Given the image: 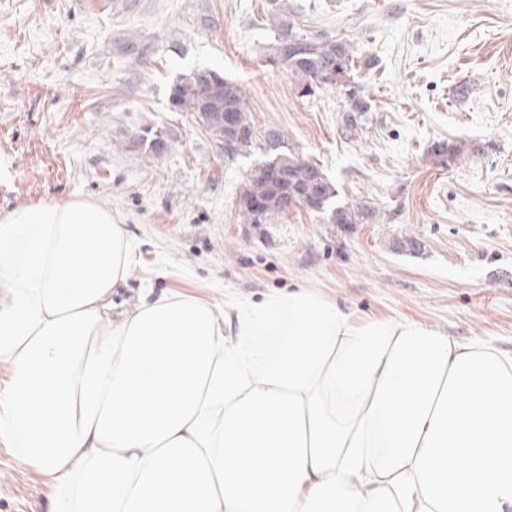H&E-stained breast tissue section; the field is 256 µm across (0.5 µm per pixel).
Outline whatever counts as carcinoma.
Masks as SVG:
<instances>
[{"label": "carcinoma", "mask_w": 512, "mask_h": 512, "mask_svg": "<svg viewBox=\"0 0 512 512\" xmlns=\"http://www.w3.org/2000/svg\"><path fill=\"white\" fill-rule=\"evenodd\" d=\"M274 39L267 58L280 66L307 96L321 87L344 95L347 111L361 117L371 110L356 82L354 43L327 34H313L294 11L281 9L280 0H269ZM170 105L175 112L189 113L202 124L203 113H231L240 134L239 152L251 148L253 120L242 87L214 69H191L180 73L172 84ZM263 153L239 188L240 217L244 224H268L274 217L300 206L322 216L327 224H373L379 211L370 204L352 206L336 203L337 190L323 168L299 155L277 127L265 131ZM162 134L145 129L139 136L144 154L160 158L167 147L159 146ZM479 153L475 143L442 140L434 143L428 156L439 167H453Z\"/></svg>", "instance_id": "carcinoma-1"}]
</instances>
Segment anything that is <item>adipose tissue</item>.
<instances>
[{
	"label": "adipose tissue",
	"instance_id": "adipose-tissue-1",
	"mask_svg": "<svg viewBox=\"0 0 512 512\" xmlns=\"http://www.w3.org/2000/svg\"><path fill=\"white\" fill-rule=\"evenodd\" d=\"M88 199L0 217V443L49 512H512V356L318 290L127 308Z\"/></svg>",
	"mask_w": 512,
	"mask_h": 512
}]
</instances>
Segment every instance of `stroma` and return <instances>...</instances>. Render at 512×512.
Masks as SVG:
<instances>
[{
    "label": "stroma",
    "mask_w": 512,
    "mask_h": 512,
    "mask_svg": "<svg viewBox=\"0 0 512 512\" xmlns=\"http://www.w3.org/2000/svg\"><path fill=\"white\" fill-rule=\"evenodd\" d=\"M268 0H0V215L40 201L109 207L138 249L118 300L179 288L224 302L304 284L355 321L409 319L512 354V0H283L312 30L353 41L372 105L356 130L331 88L300 96L266 62ZM143 48L125 53L126 39ZM194 68L245 91L256 137L280 128L342 202L376 224L300 207L242 223L238 190L261 159L225 158L170 86ZM145 128L169 140L143 155ZM448 138L481 145L435 167ZM416 236V253L394 250ZM33 470L0 448V512H48Z\"/></svg>",
    "instance_id": "stroma-1"
}]
</instances>
